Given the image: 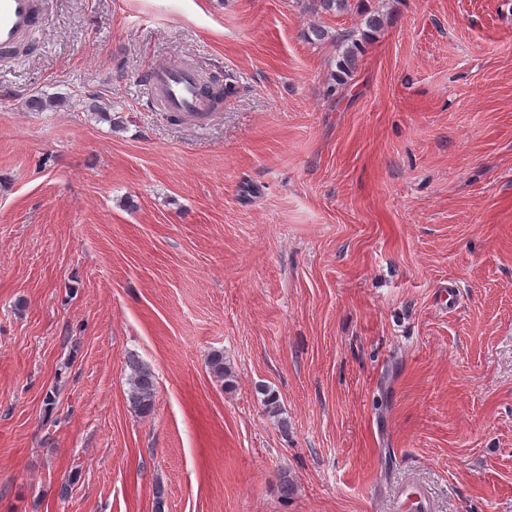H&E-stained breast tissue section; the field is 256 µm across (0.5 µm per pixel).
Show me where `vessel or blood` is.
Here are the masks:
<instances>
[{
    "label": "vessel or blood",
    "mask_w": 512,
    "mask_h": 512,
    "mask_svg": "<svg viewBox=\"0 0 512 512\" xmlns=\"http://www.w3.org/2000/svg\"><path fill=\"white\" fill-rule=\"evenodd\" d=\"M38 0H0V57L18 47L38 27ZM154 98L169 112L198 117L211 109L203 87L205 76L198 67L172 60L156 65L149 73ZM401 494L409 512H427L428 495L416 484L406 485Z\"/></svg>",
    "instance_id": "b4317fda"
}]
</instances>
